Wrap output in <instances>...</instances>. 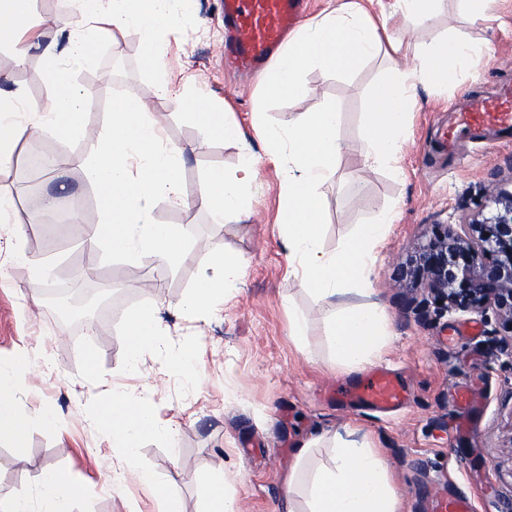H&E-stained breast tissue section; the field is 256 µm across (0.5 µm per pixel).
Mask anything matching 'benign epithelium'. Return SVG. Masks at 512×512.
I'll use <instances>...</instances> for the list:
<instances>
[{
	"label": "benign epithelium",
	"instance_id": "1",
	"mask_svg": "<svg viewBox=\"0 0 512 512\" xmlns=\"http://www.w3.org/2000/svg\"><path fill=\"white\" fill-rule=\"evenodd\" d=\"M490 198L502 209L470 224L467 237L448 228L433 233L403 276L424 283L450 310L492 308L512 329V192ZM47 302L62 316L81 317L73 299L50 292Z\"/></svg>",
	"mask_w": 512,
	"mask_h": 512
}]
</instances>
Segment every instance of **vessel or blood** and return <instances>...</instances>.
Segmentation results:
<instances>
[{
    "instance_id": "obj_1",
    "label": "vessel or blood",
    "mask_w": 512,
    "mask_h": 512,
    "mask_svg": "<svg viewBox=\"0 0 512 512\" xmlns=\"http://www.w3.org/2000/svg\"><path fill=\"white\" fill-rule=\"evenodd\" d=\"M229 29L225 51L232 70L251 75L264 72L269 63L288 48L290 34L305 19V0H220ZM512 130V92L471 98L467 109L452 113L438 128L443 152H454L468 137L494 149L496 133ZM350 402L380 412L397 410L405 401L406 387L389 369L377 366L342 392Z\"/></svg>"
}]
</instances>
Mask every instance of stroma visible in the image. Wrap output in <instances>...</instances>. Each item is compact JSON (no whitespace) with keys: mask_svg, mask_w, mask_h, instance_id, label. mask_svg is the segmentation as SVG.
Segmentation results:
<instances>
[{"mask_svg":"<svg viewBox=\"0 0 512 512\" xmlns=\"http://www.w3.org/2000/svg\"><path fill=\"white\" fill-rule=\"evenodd\" d=\"M172 33L159 37L165 47L163 68L187 80L202 103L233 113L246 144L202 140L196 121L166 100L153 106L164 142L185 149L183 186L196 199L212 169L232 176L242 146L256 161V179L246 192L247 212L216 220L198 207L153 205L157 223L185 227L189 252L169 265L148 255L134 259L91 249L79 230L63 224L31 229L20 246L34 259L51 263L53 284L69 289L76 276L90 284L122 282L129 297L108 323L90 318L72 324L68 335L46 303H34L35 286L24 266L6 267L0 283V362L25 355L15 387V408L27 420L22 446L0 438V498H29L39 512L43 471L57 469L72 487L71 512H159L160 502L128 472L114 473L112 431L99 419L113 394L127 401L147 398L160 419H177L176 445L161 436L141 441L139 468L154 472L182 502L199 512L205 497L202 477L215 463L228 472L226 493L241 512H281L284 478L303 443L326 429H359L385 457L404 499V512H433L436 498L467 494L474 512H512V331L493 311L448 310L422 288H409L403 268L434 225L465 233L478 212L489 211L493 189L512 188V146L495 153L462 141L457 163L435 160L438 122L470 96H487L512 85V0H500L493 21L471 24L461 0H442L430 19L390 23L388 34L410 46L455 34L490 47L454 87L415 84V108L399 164L363 170L355 155L345 156L319 187L324 202L320 238L324 251L357 225L384 210L396 221L377 251L372 288L388 320L390 342L377 361L400 373L409 391L401 409L381 413L345 403L338 390L355 376L337 370L326 340L334 306L317 301L291 274L280 224L281 177L258 126H287L303 113L331 106L340 114L339 136L349 144L363 136L364 114L374 93L410 60L392 62L384 53L343 72L304 70L309 89L301 97L267 94L265 77L249 78L224 68V22L220 0H194L183 10L169 0ZM147 47L138 29L119 43L100 38L93 56L74 68L70 79L89 91L92 109L84 120L87 135L63 141L45 134L34 144L68 159L62 182L35 177L34 188L18 191L15 221L42 205L46 190H61L66 202L84 205L96 222L97 190L87 160L104 134L108 114L118 101L153 86L156 74L145 64ZM0 74L21 87L29 102L41 105L54 85L38 55L16 67L9 46L0 45ZM21 140L18 151L33 144ZM245 258L241 284L227 291L223 305L199 320L186 316L181 300L205 275H213V252ZM155 309L165 328L163 345L139 355L138 373L128 369V316ZM307 314L304 343L288 331V311ZM190 351L196 385L169 370L167 355ZM54 424L42 421L43 414Z\"/></svg>","mask_w":512,"mask_h":512,"instance_id":"1","label":"stroma"}]
</instances>
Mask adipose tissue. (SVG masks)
I'll list each match as a JSON object with an SVG mask.
<instances>
[{"mask_svg": "<svg viewBox=\"0 0 512 512\" xmlns=\"http://www.w3.org/2000/svg\"><path fill=\"white\" fill-rule=\"evenodd\" d=\"M164 0H77V22H58L63 41L46 40L43 31L32 27L23 8L24 0H0V43L15 50L16 65H23L32 52H39L46 68L55 77V92L42 106L30 105L22 88L11 86L0 75V172L9 169L22 138L35 139L50 133L61 140L84 137L79 118L86 110L85 93L70 80L71 69L86 62L101 34L119 39L131 26L141 29L147 42L168 22ZM439 0H388L379 17H371L358 0H336L317 21L306 26L291 41L275 63L267 79L269 93L300 97L306 87L299 72L310 66L327 71L353 68L379 49L395 58L412 57L410 72L400 74L376 94L365 114V133L357 147H349L337 133L340 114L335 109L309 112L284 129H261L274 161L280 166L286 228L285 245L294 262L299 284L317 301L340 302L353 292H367L374 272L375 253L385 240L394 216L381 212L370 224L358 225L335 251L320 246L322 202L317 193L320 182L335 169L338 161L356 150L365 167L391 168L402 150L404 132L414 106V79H431L450 87L461 70L487 55L488 47L448 36L409 53L407 45L387 40L392 20L429 18ZM153 70L161 68L160 54L148 55ZM161 74V72H160ZM168 97L194 110L203 139L241 140L238 123L230 113L214 111L188 98L173 76L161 74L153 95L133 94L114 106L108 129L93 148L89 174L98 193V219L88 234L90 247H104L113 254L135 256L150 253L156 260L176 263L187 256L186 228L157 224L150 218V205L162 200L175 208L186 206L182 185V148L166 146L162 126L151 111L154 97ZM255 176L252 158H245L235 178L212 171L206 189L197 197L200 208L216 218L245 211V190ZM0 226L7 239L0 244V267L24 265L33 284L46 287L50 267L31 258L16 246L21 230L13 221V197L0 190ZM211 264L215 277L200 279L181 306L191 314L206 311L223 296L225 287L243 275L244 259L214 253ZM131 342L130 368H137L141 349L161 343L163 327L155 310L147 308L130 315L126 322ZM384 314L379 305L368 302L341 306L333 315L327 333L332 358L342 373L359 374L388 342ZM25 357L12 365H0V435L22 443L26 422L17 414L15 381ZM112 430V439L121 453L119 466L134 471L138 481L159 493L163 512H183L181 501L166 491L149 471L138 469L136 452L140 441L163 434L177 438V421L160 422L148 404L131 406L113 401L102 414ZM326 447V462L299 473L312 449ZM296 466L285 478V512H403L401 493L392 481L388 464L369 440H353L341 433L322 434L304 444L295 455Z\"/></svg>", "mask_w": 512, "mask_h": 512, "instance_id": "obj_1", "label": "adipose tissue"}]
</instances>
